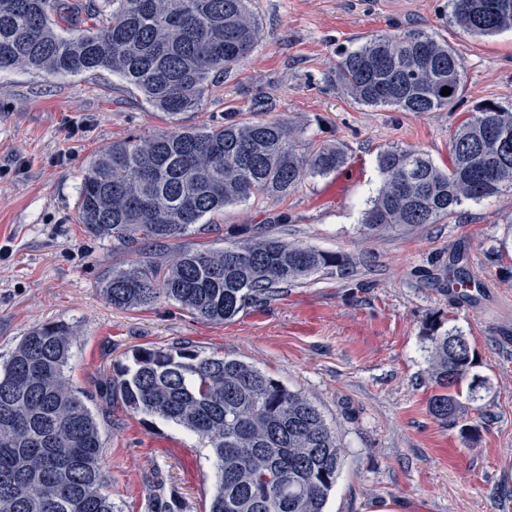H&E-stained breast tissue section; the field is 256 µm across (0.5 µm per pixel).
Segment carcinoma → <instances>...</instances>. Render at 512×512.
I'll use <instances>...</instances> for the list:
<instances>
[{"label": "carcinoma", "instance_id": "carcinoma-1", "mask_svg": "<svg viewBox=\"0 0 512 512\" xmlns=\"http://www.w3.org/2000/svg\"><path fill=\"white\" fill-rule=\"evenodd\" d=\"M450 18L474 36L512 29V0H449ZM59 0H0V73L122 77L172 128L113 142L83 175L77 223L89 235L131 248L187 235L206 218L255 194L288 195L309 175L345 161L337 146L307 153L281 119L180 127L203 106L216 75L246 59L262 38L252 0H105L85 9L82 33L59 23ZM459 59L435 33L380 34L336 61V86L356 102L404 112L452 110ZM444 87L451 94L441 95ZM380 187L363 227L436 224L465 203L512 189V112L484 104L453 135L450 160L391 147L378 156ZM344 258L275 238L185 250L172 264L151 261L104 274L101 290L119 309L162 299L210 322L229 320L277 290ZM74 327L32 328L0 365V512H116L102 464L104 438L88 397L66 376ZM429 412L443 424L465 415L482 381L469 338L433 319ZM114 382L134 413L157 416L211 448L209 512H325L344 458L336 429L301 391L236 358L203 356L188 345L144 348ZM159 493L152 512H185Z\"/></svg>", "mask_w": 512, "mask_h": 512}]
</instances>
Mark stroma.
<instances>
[{"label": "stroma", "mask_w": 512, "mask_h": 512, "mask_svg": "<svg viewBox=\"0 0 512 512\" xmlns=\"http://www.w3.org/2000/svg\"><path fill=\"white\" fill-rule=\"evenodd\" d=\"M263 38L210 85L183 124L284 118L309 151L343 147L347 162L305 178L288 196L225 207L164 249L131 250L76 224L81 179L112 142L167 128L168 120L112 73L0 74V362L35 325L75 326L70 380L89 397L105 438L103 465L119 512H149L156 489L187 512H209V448L160 418L128 410L112 379L138 348L189 344L254 364L310 397L345 450L327 512H512V191L469 202L435 224L381 232L361 225L380 185L379 153L415 148L437 163L476 107L512 110V30L477 37L449 21L448 0H257ZM436 32L461 63L455 111L401 112L356 103L337 89L340 53L406 30ZM272 237L342 255L349 274L321 272L235 318L197 319L163 300L117 309L105 270L171 264L182 246L220 248ZM486 288L448 292L455 267ZM468 336L479 400L455 425L429 413L431 318Z\"/></svg>", "instance_id": "1"}]
</instances>
